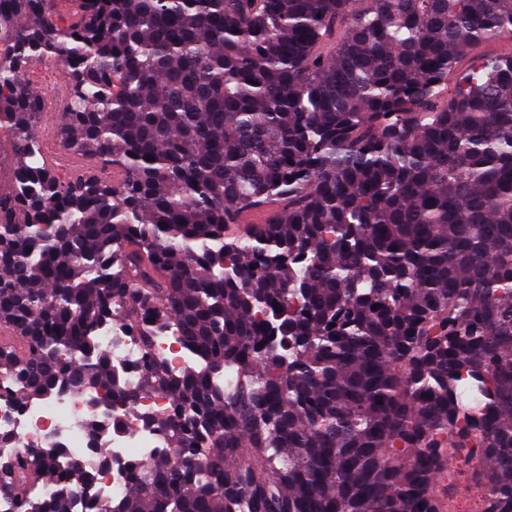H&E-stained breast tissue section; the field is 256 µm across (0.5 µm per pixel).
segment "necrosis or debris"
Masks as SVG:
<instances>
[{
    "instance_id": "1",
    "label": "necrosis or debris",
    "mask_w": 512,
    "mask_h": 512,
    "mask_svg": "<svg viewBox=\"0 0 512 512\" xmlns=\"http://www.w3.org/2000/svg\"><path fill=\"white\" fill-rule=\"evenodd\" d=\"M100 343L109 352L113 365L122 370L125 384L136 387L138 337L116 326L103 331ZM100 398V393L94 391L81 396L62 392L37 402L0 397V455L19 448H44L62 464L72 456L94 458L100 449H108L112 465L99 473L93 498L79 501L80 512H97L98 502L121 499L128 487L130 466L168 450L166 439L139 418L143 411L156 413L168 409L166 396L152 394L142 398L135 414L128 413L122 404H113L112 417L120 421V428L107 427L94 435L87 423L99 417Z\"/></svg>"
}]
</instances>
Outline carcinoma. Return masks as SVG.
<instances>
[{
    "label": "carcinoma",
    "instance_id": "cac0c4a2",
    "mask_svg": "<svg viewBox=\"0 0 512 512\" xmlns=\"http://www.w3.org/2000/svg\"><path fill=\"white\" fill-rule=\"evenodd\" d=\"M504 36L512 0H0V377L170 402L146 423L175 459L99 512H440L463 449L483 512H512V54L454 78ZM54 56L53 134L94 161L68 181L20 87ZM95 466L20 448L0 498L39 474L41 512H75ZM100 343L112 357V364L123 371L125 384L134 389L139 381L137 366L141 350L138 337L126 329L112 326V330L102 332ZM154 352L157 357L166 361L175 371L181 370L186 364L182 347L174 336L162 335L156 337L154 341Z\"/></svg>",
    "mask_w": 512,
    "mask_h": 512
}]
</instances>
